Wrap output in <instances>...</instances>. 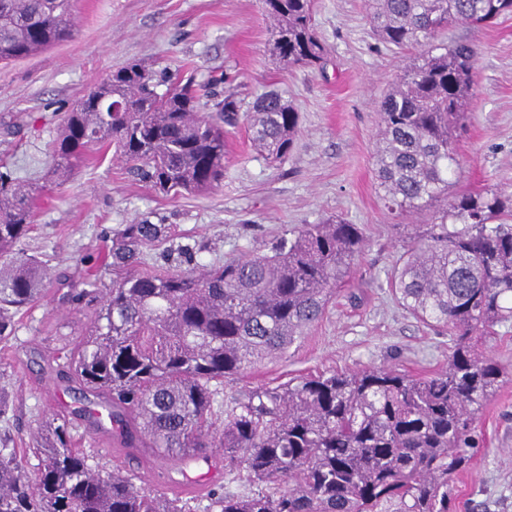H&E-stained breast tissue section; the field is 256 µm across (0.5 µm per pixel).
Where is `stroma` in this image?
I'll return each mask as SVG.
<instances>
[{"mask_svg": "<svg viewBox=\"0 0 512 512\" xmlns=\"http://www.w3.org/2000/svg\"><path fill=\"white\" fill-rule=\"evenodd\" d=\"M74 6L72 39L0 65V163L15 176L43 180L60 117L90 87L134 61L199 83L223 76L220 93H234L247 107L277 91L299 113L300 131L293 151L269 163L252 149L245 125L230 129L223 183L176 198L156 194L111 157L79 162L64 184L36 200L28 251L53 255V274L76 280L86 275L83 255L93 252L97 276L108 283L106 231L146 216L204 243L199 261L211 264L265 248L284 229L337 215L360 225L365 238L348 289L286 357L225 380V396L279 388L310 373L393 366L428 375L445 366L447 337L401 309L388 283L407 226L430 223L433 213L398 219L378 187V106L414 54L375 39L367 0H313L330 59L322 72L273 60L261 0H75ZM437 40H466L477 50L469 119L457 142L460 173L449 190L510 194L512 15L484 27L453 24ZM353 289L359 300L350 299ZM91 318L50 292L18 315L15 337L0 343V391L10 403L0 436L12 447H29L38 420L54 407H79L81 393L51 372L42 354L62 345L63 327ZM477 426L484 446L455 479V512H512V381L487 403ZM76 434L92 463L134 471L138 486L157 494L192 488L202 500L212 488L239 495L254 488L246 475L214 473L202 461L186 466L154 458L146 448L127 451L108 428L82 424Z\"/></svg>", "mask_w": 512, "mask_h": 512, "instance_id": "stroma-1", "label": "stroma"}]
</instances>
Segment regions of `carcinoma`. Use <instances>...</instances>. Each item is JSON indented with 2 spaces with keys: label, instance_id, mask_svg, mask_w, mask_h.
Returning <instances> with one entry per match:
<instances>
[{
  "label": "carcinoma",
  "instance_id": "carcinoma-1",
  "mask_svg": "<svg viewBox=\"0 0 512 512\" xmlns=\"http://www.w3.org/2000/svg\"><path fill=\"white\" fill-rule=\"evenodd\" d=\"M263 2L271 54L284 65L324 68L312 0ZM506 14L512 0H369L378 40L419 51L418 64L379 103L376 170L387 208L400 215L444 199L432 223L408 238L389 279L401 308L448 332L445 368L425 376L385 366L311 375L252 392L218 424L224 379L283 357L322 318L335 287L352 279L362 229L328 218L207 266L198 261L201 245L170 224L147 217L122 224L112 230V282L91 274L60 297L76 314L94 309L93 329L46 356L99 402L44 422L30 448L39 460L34 479L25 457L0 448V512H453V479L480 447V410L512 375L481 350L495 326L512 320V194L448 196L476 50L435 38L452 23L481 26ZM74 31L71 0H0V64L40 54ZM162 83L129 63L90 88L62 119L49 180L62 184L75 163L107 146L158 193L217 186L224 127L238 124L241 101L226 94L202 115L192 80L160 93ZM109 104L114 111H104ZM246 118L265 160L281 161L294 147L299 113L280 94L260 95ZM45 191L0 172V342L45 291L46 260L19 249ZM160 245L161 269L140 270L147 250ZM71 413L94 426L108 418L125 448L243 470L257 489L214 490L203 507L177 495L161 499L90 464L74 442ZM272 482L281 488H264Z\"/></svg>",
  "mask_w": 512,
  "mask_h": 512
}]
</instances>
